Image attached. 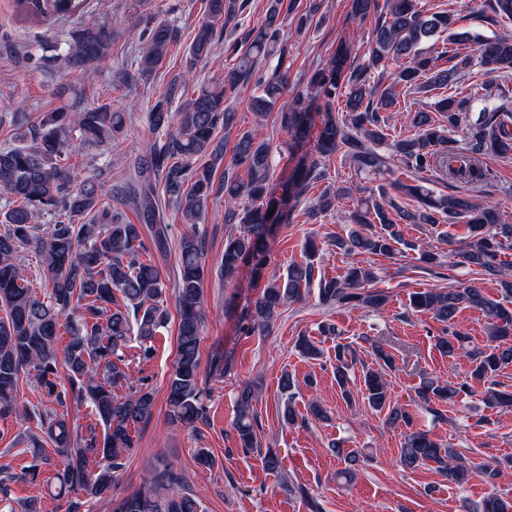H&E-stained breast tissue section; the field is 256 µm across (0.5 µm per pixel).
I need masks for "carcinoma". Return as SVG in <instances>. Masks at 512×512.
Wrapping results in <instances>:
<instances>
[{"label": "carcinoma", "mask_w": 512, "mask_h": 512, "mask_svg": "<svg viewBox=\"0 0 512 512\" xmlns=\"http://www.w3.org/2000/svg\"><path fill=\"white\" fill-rule=\"evenodd\" d=\"M86 0H15L16 12L27 18H73L76 34L65 65L84 69L108 59L112 42L105 25L85 14ZM246 0H207V21L203 22L188 49L185 73L193 72L198 61L209 56L215 28L226 26L245 7ZM297 0H269L256 27L234 38L230 45L233 66L213 85L198 93L172 113V96L157 97L147 112L149 127L156 134L139 157L135 178L125 185L108 184L101 168L91 171L94 151L118 143L129 112L114 111L107 105L85 109L73 103L52 112H41L35 121L36 133L24 144L0 145V198L7 209L0 232V417L17 412L16 392L20 376L34 378L47 396L64 404L68 393L89 400L103 426V442L94 428L88 434L70 431L66 420L49 410H27L23 417L36 423L38 432L28 436L34 458L48 463L42 455L41 437H46L65 457L59 476V494L66 498L65 512H85L88 497H110L124 455L132 446V432L151 419L154 395L142 385L125 396L112 387L128 380L124 349L135 339L141 357L150 358L152 341L168 324L163 305L166 283L152 260L153 254L167 253L168 224L166 203L181 211L184 223L196 225L214 191L213 164L224 157V143L217 130L231 129L236 114L226 101L239 90L252 85L258 91L253 110L264 116L277 110L280 128L291 141L280 153L287 155L296 143L314 139L316 159L300 161L285 180H274L272 146L256 142L252 133L237 135L231 166L224 172V204L228 221L237 222L236 233L224 239L220 266L224 281L236 278L250 265L260 269L267 262L266 239L283 217L288 203L304 195L309 185L326 179L325 162L338 153L360 175H388L389 187H381L379 198L361 200V209L352 219L358 228L347 237L332 239L343 253H364L385 257L402 244L401 224L464 223L469 237L457 253L479 274L502 275L500 256L512 246V224L497 205L482 204L473 196L435 194L423 186V174L439 173L452 182L481 185L489 180L483 158L489 153L512 155V112L499 106L483 110L476 118L468 115L471 95L454 91L438 100L437 111L444 113V124L436 123L427 112L413 115L416 133L388 140L383 112H393L398 104L396 88L424 79L426 91L450 85L458 71L477 62L492 72H512V32L480 38L457 28L458 19L450 11H431L422 0H351L353 18L364 22L375 17L369 41L368 58L357 65L348 63L344 53L314 70L306 93L289 102L282 101L287 74H271L258 69L260 59L287 52L285 21L298 9ZM491 26L512 21V0H494ZM176 37L167 20L149 21L141 30V55L129 81H145L166 61ZM425 41L438 45L477 43V55L423 50ZM454 61L450 68H439L442 57ZM394 62L392 82L384 84L373 70ZM343 96L344 109H334ZM309 97L324 100L312 108ZM209 159L203 164L201 160ZM415 202L406 209L395 202L389 191ZM351 188L326 187L309 211L310 217L324 216L336 201L347 197ZM131 202L138 214L133 224L112 210V202ZM52 223L40 224L43 216ZM148 230L146 243L142 230ZM33 248L41 256L43 274L50 286L40 298L30 287L27 269L20 253ZM316 248L305 260L288 266L264 285L254 304L241 309L239 323L245 334L270 331L279 308L296 302L317 284L321 304L336 307H366L379 312L387 295L367 287L375 275L368 268L351 265L342 278L323 276L314 280ZM178 277L175 303L178 313L177 358L168 385V417L174 424L196 428L206 417L202 389L198 386L200 343L205 323L203 280L204 250L201 236L192 233L181 240L177 256ZM123 304L115 305V295ZM410 305L417 312L448 326V335L437 339L439 353L454 358L466 351L472 362L470 381L459 385L423 383L424 393L441 401L465 399L484 386L483 401L489 408L512 407V393L496 389L495 377L512 364V311L489 299L474 286L426 288L412 293ZM477 309L495 322L487 336L486 348H469L470 337L453 328L462 306ZM67 335L64 347L60 336ZM333 376L345 402H350V371L355 353L344 344L336 345ZM65 366L69 385L61 383L59 366ZM295 382L282 380L286 391L281 418L292 425L297 411ZM363 395L368 406L386 412V422L401 429L400 463L409 470L434 463L438 471L456 486L468 478L471 465L454 448H446L429 433L415 427L411 413L392 404L383 371H363ZM254 392L238 391L233 426L245 449L259 447ZM345 468L337 477L350 483L359 457L342 448ZM481 512H512V499L490 495L480 504ZM113 512H199L194 494L184 488L183 477L164 459H157L146 487L114 501Z\"/></svg>", "instance_id": "carcinoma-1"}]
</instances>
